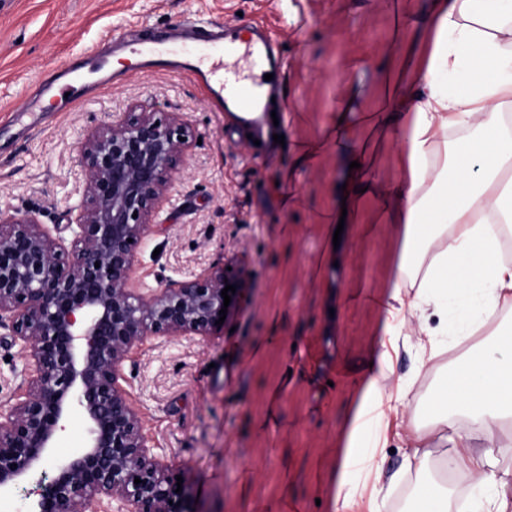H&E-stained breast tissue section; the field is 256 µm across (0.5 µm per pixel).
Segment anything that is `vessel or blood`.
Returning a JSON list of instances; mask_svg holds the SVG:
<instances>
[{"instance_id":"vessel-or-blood-1","label":"vessel or blood","mask_w":512,"mask_h":512,"mask_svg":"<svg viewBox=\"0 0 512 512\" xmlns=\"http://www.w3.org/2000/svg\"><path fill=\"white\" fill-rule=\"evenodd\" d=\"M182 38L209 54L211 59L217 60V67H204L192 54L168 56L155 42L146 41L133 49L137 68L187 72L199 82L215 84L218 96L223 101L233 103L242 112V125L252 133H261L278 89L271 85L266 92H259L257 83L243 81L237 76L234 64L241 57L257 56L265 59L270 66H278L275 37L265 26L245 22L238 27H224L220 37L216 39L207 31L188 24L182 30Z\"/></svg>"}]
</instances>
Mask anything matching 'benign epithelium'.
<instances>
[{"label":"benign epithelium","instance_id":"benign-epithelium-1","mask_svg":"<svg viewBox=\"0 0 512 512\" xmlns=\"http://www.w3.org/2000/svg\"><path fill=\"white\" fill-rule=\"evenodd\" d=\"M193 137L180 113L137 105L85 134L68 250L33 217L0 211V329L28 370L15 401L0 408V497L41 475L29 512H186L181 471L151 453L122 382L124 362L147 338L205 339L223 329L222 308L229 318L246 299L244 255L148 292L132 283L137 251ZM228 284L236 292L226 307ZM68 423L82 446L63 455L57 443Z\"/></svg>","mask_w":512,"mask_h":512}]
</instances>
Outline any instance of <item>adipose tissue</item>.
Returning a JSON list of instances; mask_svg holds the SVG:
<instances>
[{
  "label": "adipose tissue",
  "mask_w": 512,
  "mask_h": 512,
  "mask_svg": "<svg viewBox=\"0 0 512 512\" xmlns=\"http://www.w3.org/2000/svg\"><path fill=\"white\" fill-rule=\"evenodd\" d=\"M394 18L380 60L353 58L356 79L336 96L325 136L297 145L294 170L322 153L336 157V181L327 219L361 220L365 200L399 239L401 251L384 305L385 336L372 349L373 372L357 386L358 403L342 434L332 512H347L358 491L357 471L374 480L382 470L365 452L369 426L387 424L413 403L408 387L384 386L392 353L420 335H439L431 323L440 297L475 294L463 335L512 306V0H426L422 11L378 0ZM477 50L481 66L448 93L435 80L457 70L459 52ZM383 89L377 110L365 107L367 82ZM457 140H450L451 132ZM399 170L377 177L378 152ZM512 331L497 334L448 375L429 404L425 422H408V468L427 472L409 512H449V473L487 488L466 512H512Z\"/></svg>",
  "instance_id": "1"
}]
</instances>
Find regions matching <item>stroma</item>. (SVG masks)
Returning <instances> with one entry per match:
<instances>
[{
  "label": "stroma",
  "instance_id": "obj_1",
  "mask_svg": "<svg viewBox=\"0 0 512 512\" xmlns=\"http://www.w3.org/2000/svg\"><path fill=\"white\" fill-rule=\"evenodd\" d=\"M346 3L340 11L336 0H0V210L34 217L70 246L81 203L79 139L136 103L183 113L197 137L137 252V286L147 292L233 254L249 259V300L228 329L205 340L151 338L123 368L153 453L185 471L187 512H332L338 437L383 334L376 300L391 282L397 242L385 228L330 251L316 215L330 200L334 157L298 176V208L282 205L275 183L291 163L290 142L317 131L330 112L347 62L385 50L391 19L377 0ZM258 16L281 56L274 132L286 143L270 150L187 77L136 70L115 83L95 69V55L119 34L161 38L166 52L183 53L190 44L169 38L178 25ZM69 63L90 93L10 120L29 87ZM320 259L326 265L315 280ZM479 341L449 331L425 365L418 348H400L386 385L409 384L415 418L424 421L445 375ZM26 378L18 346L0 329V405ZM397 431L390 426L376 451L384 460L379 488L359 475L353 512H368L376 490L388 512H408L417 478Z\"/></svg>",
  "mask_w": 512,
  "mask_h": 512
}]
</instances>
